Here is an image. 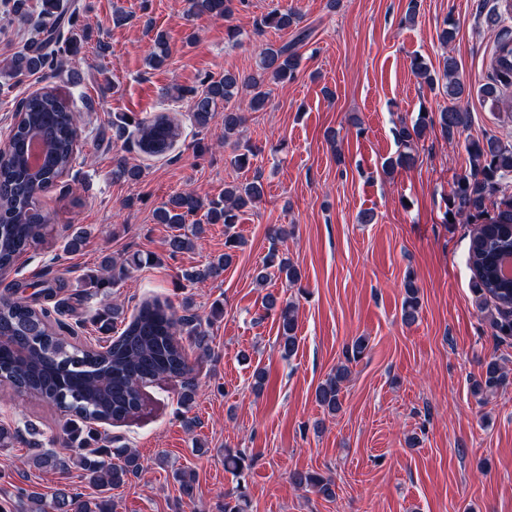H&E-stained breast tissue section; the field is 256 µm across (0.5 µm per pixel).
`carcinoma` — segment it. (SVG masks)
Returning a JSON list of instances; mask_svg holds the SVG:
<instances>
[{
    "instance_id": "1",
    "label": "carcinoma",
    "mask_w": 512,
    "mask_h": 512,
    "mask_svg": "<svg viewBox=\"0 0 512 512\" xmlns=\"http://www.w3.org/2000/svg\"><path fill=\"white\" fill-rule=\"evenodd\" d=\"M195 15L228 17L236 5L244 0H187ZM24 0H13L11 12L31 22L35 35L11 59L6 76L19 83L22 78L39 71L55 72L63 62L79 54L76 39L64 37V30L77 29L80 5L74 0H44L45 13L53 16L46 22L33 17L24 9ZM505 14L497 13L491 25L497 28L492 59V84L486 93L494 101L512 112V99L504 93L512 89V4L505 3ZM300 25V17L290 11H273L263 17L260 26L286 30ZM301 57L295 45L279 47L269 44L262 48L255 72L240 77L230 70L216 80L210 75L201 80L203 91L193 95L191 116L194 125L206 128L214 118L218 103H224V142L234 141L243 125L244 117L230 102L244 87L250 91L248 109L258 112L269 101L271 84L297 77ZM444 78L449 105L437 112L417 113L414 120L401 122L395 136L403 151L386 163V170L406 168L414 164L412 144L429 128H439L442 137L453 139L468 125V110L461 105L466 86L458 74L454 58L447 60ZM19 118L11 128V150L0 159V271L12 268L17 259L45 243L51 226V215L40 205L37 194L51 186L72 167L77 139V117L63 97L46 87L23 97L16 107ZM39 131L48 143V154L42 166L33 170L27 160L30 133ZM134 143L149 156H162L181 138L180 124L165 114L143 117L134 122ZM466 149L473 161V169L458 178L448 198V222L464 220L478 225L471 237L469 261L474 271L473 292L480 311L493 335L501 340L512 339V275L504 266L512 263V144L498 139H470ZM264 189L259 178L227 184L224 195L205 204L191 192L171 197L156 211V220L178 230L168 240L169 255L189 249L190 236L201 232L195 216L205 211L206 222L224 225V256L201 269L185 274L190 281L203 282L219 275L230 263L233 252L241 241L232 232L244 212L259 202ZM495 205L494 211L488 204ZM137 258L126 265L116 266L107 259L103 268L112 271L95 279L96 288L104 295L126 275L128 268L137 266ZM275 268L293 284L300 272L289 258L279 255L277 249L268 252L256 281L264 285L269 269ZM23 284H14L16 297L0 298V384L35 398L51 409L59 410L68 418L62 426L68 447L73 454L61 457L47 451L27 462L37 467L61 470L76 468L105 492V496L91 503L79 496L61 491L47 500L17 486L14 493L0 504V512H115V503L106 496L114 486H120L129 477H138L139 458L132 452H122V462H112V442L95 428L97 424L123 422L136 415L144 405V389L169 378L184 379L182 403L190 404L196 395V384L190 377L192 368L183 345V339L199 349L207 348L208 330L195 313L176 316L171 306L158 300L142 301L130 318L114 307L100 317L101 328L108 332L113 321L119 319L123 328L108 345L99 349L78 346L61 336L54 327L51 311L36 308L19 295ZM403 319L416 321L421 301L414 276H406L403 284ZM265 309L275 313L281 326L278 352L282 359H290L297 351V315L292 302L281 301L273 294L265 298ZM368 343L362 337L352 341L345 351V361L328 374L315 390V400L323 411L334 414L342 406L341 394L350 375L349 363L360 358ZM509 382V374L495 358L474 384V394L481 396ZM247 458L239 451L225 450V465L238 474L247 468ZM297 488L311 489L331 499L336 492L334 483L313 471L295 470L290 474Z\"/></svg>"
}]
</instances>
